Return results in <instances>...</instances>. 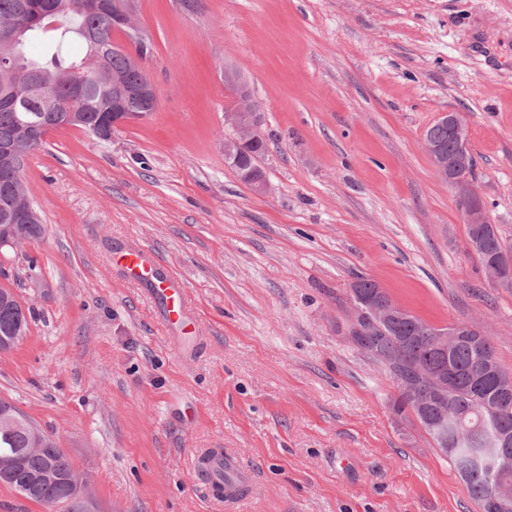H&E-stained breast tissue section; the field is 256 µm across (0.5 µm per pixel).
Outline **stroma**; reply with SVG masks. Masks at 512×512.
I'll return each mask as SVG.
<instances>
[{"label":"stroma","instance_id":"35a3bbf8","mask_svg":"<svg viewBox=\"0 0 512 512\" xmlns=\"http://www.w3.org/2000/svg\"><path fill=\"white\" fill-rule=\"evenodd\" d=\"M136 22L158 111L108 141L52 130L24 171L45 231L0 264L35 310L0 399L100 512H224L203 448L252 473L238 512H479L345 328L369 278L430 324L482 328L512 372V288L488 282L424 146L461 115L512 249V0H140ZM227 64L266 116L263 194L224 159ZM132 246L181 281L191 326L164 327L114 264Z\"/></svg>","mask_w":512,"mask_h":512}]
</instances>
